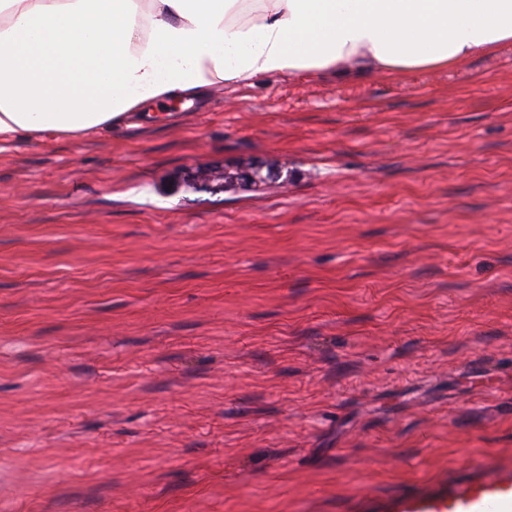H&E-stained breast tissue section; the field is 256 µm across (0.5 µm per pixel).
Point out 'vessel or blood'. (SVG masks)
<instances>
[{
  "mask_svg": "<svg viewBox=\"0 0 512 512\" xmlns=\"http://www.w3.org/2000/svg\"><path fill=\"white\" fill-rule=\"evenodd\" d=\"M350 512H512V464L492 458L463 473L446 472L419 486L386 494L366 489Z\"/></svg>",
  "mask_w": 512,
  "mask_h": 512,
  "instance_id": "vessel-or-blood-1",
  "label": "vessel or blood"
}]
</instances>
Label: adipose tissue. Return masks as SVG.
<instances>
[{"mask_svg": "<svg viewBox=\"0 0 512 512\" xmlns=\"http://www.w3.org/2000/svg\"><path fill=\"white\" fill-rule=\"evenodd\" d=\"M512 45V0H0V144L107 132L258 76L460 68Z\"/></svg>", "mask_w": 512, "mask_h": 512, "instance_id": "obj_1", "label": "adipose tissue"}]
</instances>
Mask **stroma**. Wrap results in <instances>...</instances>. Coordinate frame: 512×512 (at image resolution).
<instances>
[{
    "label": "stroma",
    "mask_w": 512,
    "mask_h": 512,
    "mask_svg": "<svg viewBox=\"0 0 512 512\" xmlns=\"http://www.w3.org/2000/svg\"><path fill=\"white\" fill-rule=\"evenodd\" d=\"M491 456L512 46L0 146V512H339ZM266 173L263 175V171ZM282 170L268 162L257 161L249 166L242 167L236 170L235 173H227L224 171V180H230L234 186L238 188H247L257 183L271 184H285L286 180L282 179Z\"/></svg>",
    "instance_id": "35a3bbf8"
}]
</instances>
